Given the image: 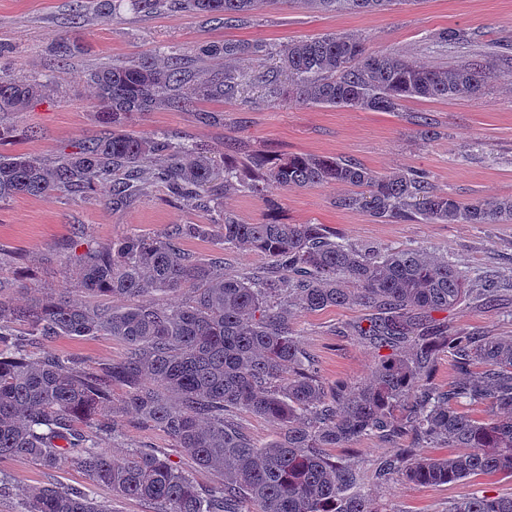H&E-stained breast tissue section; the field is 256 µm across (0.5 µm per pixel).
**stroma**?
<instances>
[{
	"label": "stroma",
	"mask_w": 512,
	"mask_h": 512,
	"mask_svg": "<svg viewBox=\"0 0 512 512\" xmlns=\"http://www.w3.org/2000/svg\"><path fill=\"white\" fill-rule=\"evenodd\" d=\"M71 5L72 0H0V42L11 48L17 74L52 82L27 112L0 116V124L17 131L8 151L50 159L102 132L87 80L91 69L154 59L160 51L204 41L239 40L277 48L292 40L347 32L365 37L373 49L432 67L453 66L501 42L512 43V0H407L394 10L372 14L324 12L303 0H280L255 11L240 26L217 25L200 14H147L128 7L113 20L90 10L73 20ZM457 27L476 31L477 42L459 51L432 47L425 39L428 32ZM60 36L86 45V52L58 60L52 44ZM278 66L274 55L244 66V91L236 99L197 98L186 109L161 107L136 117L128 129L137 135L187 134L230 163H241L248 153L343 157L383 175L404 169L426 171L437 188L465 200L512 196V77L505 70L493 74L485 95L412 99L401 111L387 113L304 105L290 96H270L261 77ZM423 117L437 121L434 138L422 137ZM339 192L333 184L275 188L266 199L236 192L225 195L222 203L244 222L255 224L273 213L268 207L273 200L278 204L273 214L281 222L325 225L363 251L376 254L421 246L447 256L462 270L496 278L505 289L501 300L473 301L446 312L445 318L460 336H512V224L375 223L361 213L336 208ZM208 221L206 213L171 201L157 184L143 185L132 205L117 210L98 194L87 201H0V273L21 282L15 299L22 304L73 288L68 269L56 259L58 252L80 254L132 230L154 235L175 224ZM180 247L199 257L223 254L228 276H247L268 265L258 252L243 247L221 251L208 239H185ZM366 315L359 306L295 312L293 329L300 346L327 384L365 383L372 378L381 350L347 332ZM46 350L72 356L86 368L127 353L124 343L108 335L58 336L33 348L37 354ZM116 420L118 438L94 433L101 447L117 456L130 448L153 449L179 465L198 486L217 483L215 472L197 467L165 432L122 413ZM0 476L8 480L0 490V512H20L27 493L47 483L84 491L111 504L112 512H153L148 502L116 497L107 488L92 485L74 466L46 470L25 458H3ZM370 489L379 512H446L449 501L475 491L512 496V476L440 485L393 480L371 484Z\"/></svg>",
	"instance_id": "35a3bbf8"
}]
</instances>
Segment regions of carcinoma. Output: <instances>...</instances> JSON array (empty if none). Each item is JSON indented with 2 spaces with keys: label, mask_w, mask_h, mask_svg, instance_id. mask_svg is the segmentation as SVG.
Returning <instances> with one entry per match:
<instances>
[{
  "label": "carcinoma",
  "mask_w": 512,
  "mask_h": 512,
  "mask_svg": "<svg viewBox=\"0 0 512 512\" xmlns=\"http://www.w3.org/2000/svg\"><path fill=\"white\" fill-rule=\"evenodd\" d=\"M121 0H76L75 15L92 10L114 17ZM278 0H131L154 13L177 9L208 14L226 26L245 21L262 3ZM323 11L373 13L402 0H307ZM465 28L431 33L435 47L471 43ZM273 53L261 43L208 41L196 59L241 63ZM276 53L288 74V92L312 106L398 112L412 98L485 94L490 68L512 71V45L453 67H426L395 53L369 48L365 38L328 33L294 40ZM0 44V112H25L48 91L37 78L20 77ZM187 54L157 64L135 59L100 66L88 74L106 129L74 151L46 163L25 154L0 153V201L21 196L87 198L106 188L112 208L130 205L140 185H164L169 197L211 213L209 224H180L159 235L127 232L102 247L65 257L73 268L79 302L67 293L36 300L24 309L5 294L20 284L0 276V458L23 457L53 470L73 465L112 494L151 502L158 512H378L364 473L333 459L329 448H347L362 437L409 446L378 458L373 480L394 478L420 485L512 475V338L455 336L433 317L462 301L491 300L502 291L495 279L465 274L425 248L380 256L357 250L322 224H247L224 209L229 191L265 194L269 187L336 184L349 192L336 207L375 222L511 224L512 197L463 200L437 189L418 170L379 175L361 163L308 154L277 162L250 155L241 165L224 162L200 144L164 131L147 136L127 122L160 106L186 108L180 93ZM243 90L241 74L226 70L196 88V96L222 100ZM202 238L219 249L245 246L271 261L246 277L224 275V262L175 249L174 240ZM187 292L168 305L156 295ZM128 304L114 309L105 300ZM358 305L368 325L356 336L389 349L368 384L323 381L299 347L292 310L316 313ZM22 321L18 331L14 322ZM107 334L127 355L85 369L68 358L33 356L29 347L52 336ZM448 351L462 377L444 388L431 382L438 355ZM125 389L114 407V387ZM484 404L478 419L467 407ZM163 430L197 466L221 481L198 487L169 459L130 449L118 458L88 442L82 426L112 433L117 411ZM244 411L280 426L259 448L235 424ZM458 448L425 456L429 445ZM22 512H112L90 495L56 484L34 489ZM448 512H512V496L473 492L448 503Z\"/></svg>",
  "instance_id": "carcinoma-1"
}]
</instances>
